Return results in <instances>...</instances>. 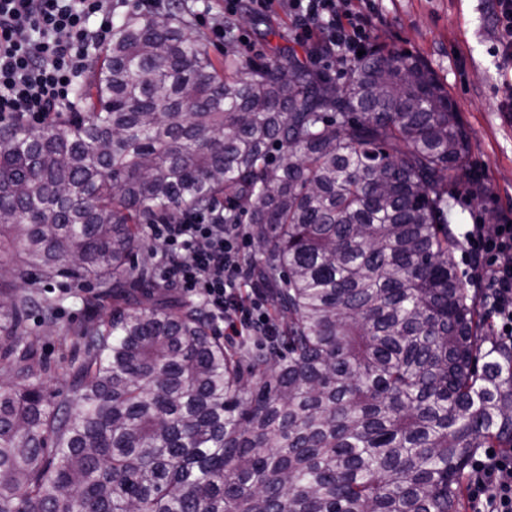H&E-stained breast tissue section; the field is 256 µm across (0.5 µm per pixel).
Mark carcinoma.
<instances>
[{
    "label": "carcinoma",
    "instance_id": "obj_1",
    "mask_svg": "<svg viewBox=\"0 0 512 512\" xmlns=\"http://www.w3.org/2000/svg\"><path fill=\"white\" fill-rule=\"evenodd\" d=\"M90 111L0 124V268L92 276L83 360L42 380L30 293L0 298V512H463L512 449V348L459 276L469 135L424 60H214L182 0L112 15ZM278 155L271 156V149ZM224 207L279 335L227 348L130 264L143 225Z\"/></svg>",
    "mask_w": 512,
    "mask_h": 512
}]
</instances>
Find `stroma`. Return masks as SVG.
I'll return each instance as SVG.
<instances>
[{"instance_id": "1", "label": "stroma", "mask_w": 512, "mask_h": 512, "mask_svg": "<svg viewBox=\"0 0 512 512\" xmlns=\"http://www.w3.org/2000/svg\"><path fill=\"white\" fill-rule=\"evenodd\" d=\"M378 21L373 37L391 47L418 54L455 101L469 133L470 165L483 186L480 197L463 195L452 202L448 223L453 231L484 223L488 215L512 213V68L500 65L489 49L495 40L492 0H375ZM272 32L261 35L239 21L262 57L287 58L294 43L290 19L282 10L266 16ZM95 283L56 278L43 295L59 299L55 323H47L39 304L26 313L24 330L39 341L40 363L50 389L66 387L64 365L80 360L75 338L89 324L82 300L95 294Z\"/></svg>"}]
</instances>
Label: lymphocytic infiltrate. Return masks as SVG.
I'll return each mask as SVG.
<instances>
[{"mask_svg":"<svg viewBox=\"0 0 512 512\" xmlns=\"http://www.w3.org/2000/svg\"><path fill=\"white\" fill-rule=\"evenodd\" d=\"M256 12L272 5L291 18L289 35L302 45L322 43L325 66L347 71L370 41L369 0H249ZM112 36V0H0V122L40 124L74 110V80L89 59L87 46ZM160 253L154 283L198 300L205 316L229 336H270L267 294L253 279L244 225L228 224L219 210H189L146 225ZM464 237L485 273L489 311L500 343L512 347V224L487 234L475 224ZM250 289L252 300L238 299ZM475 512H512V458L492 454L473 467Z\"/></svg>","mask_w":512,"mask_h":512,"instance_id":"1","label":"lymphocytic infiltrate"}]
</instances>
